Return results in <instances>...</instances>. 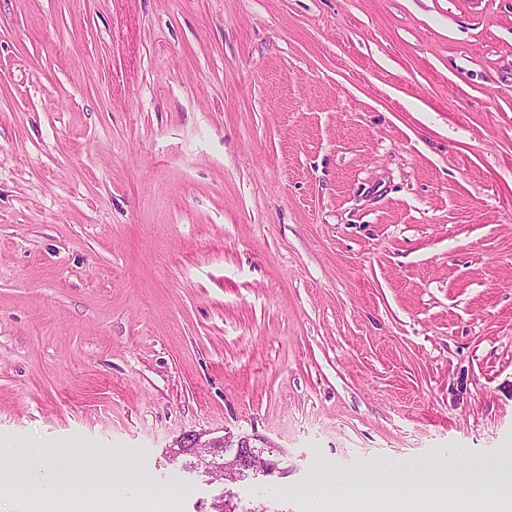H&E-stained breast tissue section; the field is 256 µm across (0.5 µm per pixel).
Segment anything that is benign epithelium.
Returning <instances> with one entry per match:
<instances>
[{"mask_svg":"<svg viewBox=\"0 0 512 512\" xmlns=\"http://www.w3.org/2000/svg\"><path fill=\"white\" fill-rule=\"evenodd\" d=\"M256 441L257 438L249 435L212 437L207 431H190L173 443L170 458L175 461L187 452L194 454L204 464L203 473L212 481L223 477L229 466L234 470V482L249 471L260 470L270 475L278 469V464L263 457Z\"/></svg>","mask_w":512,"mask_h":512,"instance_id":"1","label":"benign epithelium"}]
</instances>
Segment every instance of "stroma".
<instances>
[{"label": "stroma", "instance_id": "obj_1", "mask_svg": "<svg viewBox=\"0 0 512 512\" xmlns=\"http://www.w3.org/2000/svg\"><path fill=\"white\" fill-rule=\"evenodd\" d=\"M257 434L226 485L182 434ZM137 512H356L512 451V0H0V447ZM335 484L314 501L321 476ZM453 465V464H452ZM456 482L448 483V462L444 460H433L428 462H409L401 467L395 468L392 474V485L394 490L388 489L391 493L397 489H408L414 486L419 476L428 471L432 485L443 496L448 497V489L467 479L470 470L453 465L452 467ZM390 470V468L387 467L384 463H379L375 466V468L372 470L370 476L366 477H354L360 488V494L359 497L363 500L368 502L374 492L372 480L376 479L379 481V484L386 487V477L387 473Z\"/></svg>", "mask_w": 512, "mask_h": 512}]
</instances>
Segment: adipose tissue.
Listing matches in <instances>:
<instances>
[{
	"label": "adipose tissue",
	"mask_w": 512,
	"mask_h": 512,
	"mask_svg": "<svg viewBox=\"0 0 512 512\" xmlns=\"http://www.w3.org/2000/svg\"><path fill=\"white\" fill-rule=\"evenodd\" d=\"M8 455L11 466L0 468V500L8 501V512H33L31 502L35 499L45 506L65 505L73 496L84 504L99 503L106 490L122 489L135 481L132 469L115 455H103L98 467L79 461L57 465L53 449L35 443L11 447ZM425 472L429 473L434 488L443 495L448 492L449 478L462 481L470 475L468 469L449 468L442 460L410 462L392 470L380 463L369 476L358 478L360 497L370 500L374 481L388 480L396 488L408 489Z\"/></svg>",
	"instance_id": "1"
}]
</instances>
